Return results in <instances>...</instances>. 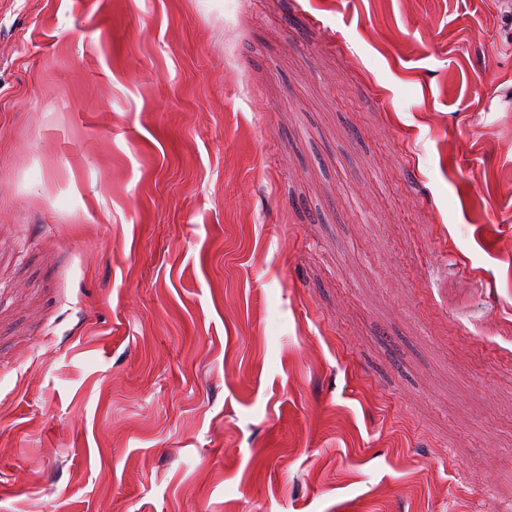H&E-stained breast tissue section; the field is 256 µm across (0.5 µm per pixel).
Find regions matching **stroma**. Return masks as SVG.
<instances>
[{
	"mask_svg": "<svg viewBox=\"0 0 512 512\" xmlns=\"http://www.w3.org/2000/svg\"><path fill=\"white\" fill-rule=\"evenodd\" d=\"M0 512H512V0H0Z\"/></svg>",
	"mask_w": 512,
	"mask_h": 512,
	"instance_id": "1",
	"label": "stroma"
}]
</instances>
